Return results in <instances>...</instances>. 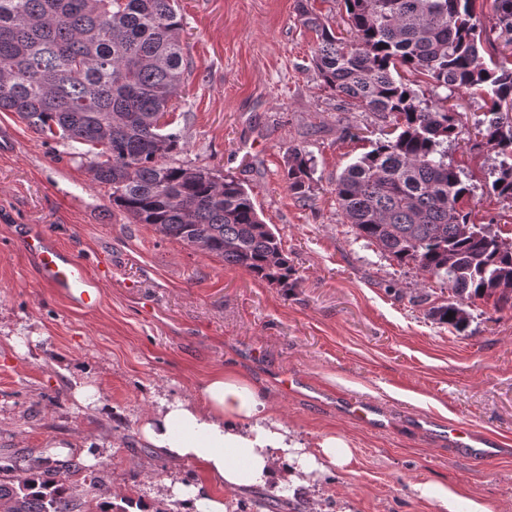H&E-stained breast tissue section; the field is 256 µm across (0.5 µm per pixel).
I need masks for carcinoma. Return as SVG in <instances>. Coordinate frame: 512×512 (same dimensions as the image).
I'll return each instance as SVG.
<instances>
[{
  "instance_id": "cac0c4a2",
  "label": "carcinoma",
  "mask_w": 512,
  "mask_h": 512,
  "mask_svg": "<svg viewBox=\"0 0 512 512\" xmlns=\"http://www.w3.org/2000/svg\"><path fill=\"white\" fill-rule=\"evenodd\" d=\"M476 0H344L351 39L301 5L314 31V69L325 88L365 108L398 134L376 140L333 188L338 211L358 238L399 265L448 286L453 300L432 316L458 330L465 302L512 297V246L463 208L470 193L448 162L464 140L449 104L465 89L489 95V117L471 149L502 157L491 190L512 200V59L485 62L480 48L512 45V0H493L490 28ZM177 0H0V112L35 130L93 149V178L112 187V205L138 224L224 259L283 291L296 286L281 238L262 219L249 189L231 175L176 164L182 136L155 123L187 73ZM422 76L430 97L394 77ZM286 180L310 199L314 159L288 150ZM72 465L48 457L0 462V503L9 512H79ZM96 512H112L111 492L90 471Z\"/></svg>"
}]
</instances>
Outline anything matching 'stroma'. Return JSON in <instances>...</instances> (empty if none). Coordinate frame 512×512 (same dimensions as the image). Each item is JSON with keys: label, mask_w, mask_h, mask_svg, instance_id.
I'll return each instance as SVG.
<instances>
[{"label": "stroma", "mask_w": 512, "mask_h": 512, "mask_svg": "<svg viewBox=\"0 0 512 512\" xmlns=\"http://www.w3.org/2000/svg\"><path fill=\"white\" fill-rule=\"evenodd\" d=\"M299 0H178L191 72L170 114L184 149L176 162L241 180L275 227L298 277L282 291L220 257L136 223L94 181L89 157L0 112V457L27 450L103 463L113 504L161 512L155 481L174 473L205 482L139 436L152 395L193 397L216 368L264 391L304 441L333 433L353 450L332 470L324 512H437L413 486L442 481L512 512V300L469 303L467 328L439 324L431 307L447 287L425 280L357 239L336 208L338 174L371 148L381 124L343 107L313 68L315 32ZM360 130L346 137V127ZM314 157L311 198L285 179L287 151ZM448 159L471 187L465 208L512 243V202L489 189L495 154L465 145ZM29 224L85 261L101 303L76 308L37 282L13 242ZM35 336L18 351V331ZM99 389V411L76 406L79 372ZM299 382L284 392L282 377ZM371 402L380 425L351 416L345 397ZM466 423L497 439L478 462L448 439Z\"/></svg>", "instance_id": "1"}]
</instances>
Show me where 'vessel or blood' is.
I'll list each match as a JSON object with an SVG mask.
<instances>
[{
	"mask_svg": "<svg viewBox=\"0 0 512 512\" xmlns=\"http://www.w3.org/2000/svg\"><path fill=\"white\" fill-rule=\"evenodd\" d=\"M15 243L33 260L42 285L52 288L77 308L91 310L97 307L101 297L99 280L85 262L38 232L17 235ZM448 432L472 457L484 458L485 451L477 447V438L469 427L452 423Z\"/></svg>",
	"mask_w": 512,
	"mask_h": 512,
	"instance_id": "vessel-or-blood-1",
	"label": "vessel or blood"
}]
</instances>
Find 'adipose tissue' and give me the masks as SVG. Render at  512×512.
I'll return each mask as SVG.
<instances>
[{
  "label": "adipose tissue",
  "instance_id": "1",
  "mask_svg": "<svg viewBox=\"0 0 512 512\" xmlns=\"http://www.w3.org/2000/svg\"><path fill=\"white\" fill-rule=\"evenodd\" d=\"M200 390L197 400L155 396L139 424L150 448L198 464L224 490L218 496L201 483L157 479L160 495L181 502L182 512H228V496L245 488L272 497L310 491L330 469L352 462L343 438L327 435L311 446L299 441L275 420L268 396L234 372L213 371ZM414 490L440 512H496L491 501L467 497L445 482H421Z\"/></svg>",
  "mask_w": 512,
  "mask_h": 512
}]
</instances>
